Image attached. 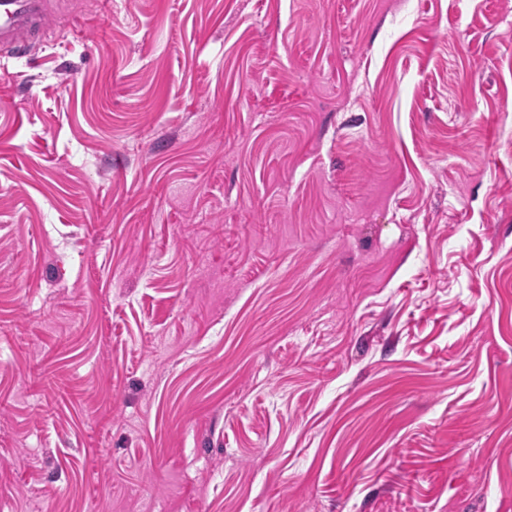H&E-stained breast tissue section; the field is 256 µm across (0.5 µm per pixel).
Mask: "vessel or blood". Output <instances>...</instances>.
Listing matches in <instances>:
<instances>
[{
  "instance_id": "obj_1",
  "label": "vessel or blood",
  "mask_w": 512,
  "mask_h": 512,
  "mask_svg": "<svg viewBox=\"0 0 512 512\" xmlns=\"http://www.w3.org/2000/svg\"><path fill=\"white\" fill-rule=\"evenodd\" d=\"M50 27V0H0V61L39 50Z\"/></svg>"
}]
</instances>
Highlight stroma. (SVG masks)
Wrapping results in <instances>:
<instances>
[{
  "label": "stroma",
  "instance_id": "1",
  "mask_svg": "<svg viewBox=\"0 0 512 512\" xmlns=\"http://www.w3.org/2000/svg\"><path fill=\"white\" fill-rule=\"evenodd\" d=\"M0 72V512H512V0H74Z\"/></svg>",
  "mask_w": 512,
  "mask_h": 512
}]
</instances>
